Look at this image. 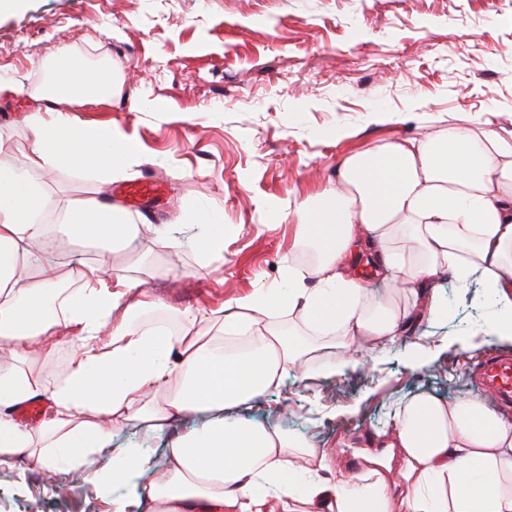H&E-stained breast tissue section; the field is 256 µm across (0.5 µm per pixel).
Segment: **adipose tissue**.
<instances>
[{
	"mask_svg": "<svg viewBox=\"0 0 512 512\" xmlns=\"http://www.w3.org/2000/svg\"><path fill=\"white\" fill-rule=\"evenodd\" d=\"M111 94V81L77 59L52 92L28 91L50 103ZM29 132L31 166L0 159V470L25 458L50 475L92 473V492L108 496L113 512H138L145 498L153 512H512V420L479 396L417 395L394 407L387 427L404 480L396 494L373 468L328 481L310 439L237 416L288 369L335 371L332 351L363 340L382 349L421 313L440 315L432 289L447 272L481 284L494 303L481 329L512 341V142L464 127L346 155L335 187L293 209L294 250L311 251L313 266H289L225 313L171 311L170 334L138 320L169 311L146 275L109 280L93 262L76 288L54 292L62 248L106 253L140 227L100 189L52 199L42 171L104 155V179L119 178L131 139L64 112L33 115ZM363 248L395 297L371 301L350 275L349 258ZM64 339L75 355L55 373L46 360ZM37 396L51 400V417L19 423L15 406ZM204 413L207 422L172 439L162 470L143 449L112 445L116 426L154 431Z\"/></svg>",
	"mask_w": 512,
	"mask_h": 512,
	"instance_id": "obj_1",
	"label": "adipose tissue"
}]
</instances>
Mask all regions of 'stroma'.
<instances>
[{
	"label": "stroma",
	"mask_w": 512,
	"mask_h": 512,
	"mask_svg": "<svg viewBox=\"0 0 512 512\" xmlns=\"http://www.w3.org/2000/svg\"><path fill=\"white\" fill-rule=\"evenodd\" d=\"M68 57L112 74L114 90L59 110L122 129L140 152L107 184L94 171L45 170L50 192L100 187L119 203L125 184L161 181L166 195L130 216L177 225L182 247L176 261L159 234L104 256L77 248L61 272L71 281L100 259L116 275L151 266V291L174 309L207 314L281 279L293 246L289 206L333 185L348 152L460 126L512 140V0H25L0 14V83L42 86L45 65ZM37 108L27 93L0 96V143L20 166ZM213 206L228 234L223 262L207 264L198 244ZM435 297L446 316L413 322L336 374L289 371L241 418L311 436L333 462L331 480L380 458L389 490H401L400 455L381 434L391 407L421 392L476 393L472 363L512 356V343L473 333L485 312L478 282L444 276ZM172 437L126 428L114 443L146 449L159 469ZM45 480L25 462L19 473L0 471V512H109L91 494L42 493Z\"/></svg>",
	"instance_id": "35a3bbf8"
}]
</instances>
